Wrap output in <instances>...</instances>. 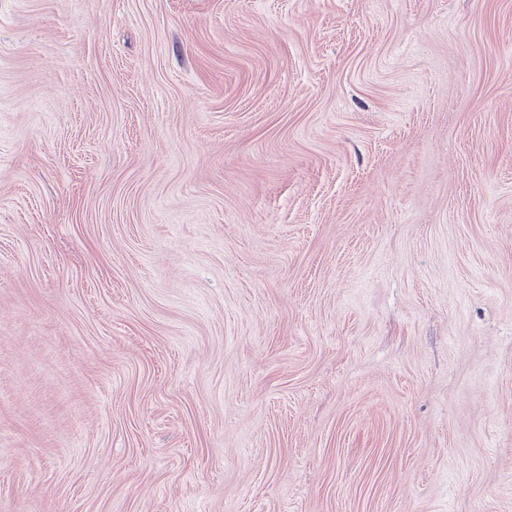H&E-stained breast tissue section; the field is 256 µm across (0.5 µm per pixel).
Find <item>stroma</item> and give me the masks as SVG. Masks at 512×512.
<instances>
[{"label":"stroma","mask_w":512,"mask_h":512,"mask_svg":"<svg viewBox=\"0 0 512 512\" xmlns=\"http://www.w3.org/2000/svg\"><path fill=\"white\" fill-rule=\"evenodd\" d=\"M0 512H512V0H0Z\"/></svg>","instance_id":"1"}]
</instances>
